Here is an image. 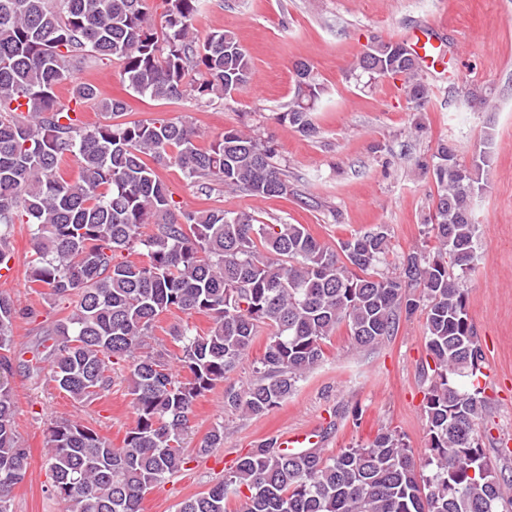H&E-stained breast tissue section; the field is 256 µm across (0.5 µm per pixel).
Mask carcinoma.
Returning <instances> with one entry per match:
<instances>
[{
	"mask_svg": "<svg viewBox=\"0 0 512 512\" xmlns=\"http://www.w3.org/2000/svg\"><path fill=\"white\" fill-rule=\"evenodd\" d=\"M163 4L157 28L149 0H0V270L10 269L14 225H28L30 282L71 307L32 350V368L48 369L56 388L85 406L111 393L122 361L136 415L118 448L87 422L54 420L44 448L63 512H142L148 490L224 447L220 422L188 449L190 416L262 330L269 333L256 378L224 391L232 414L262 416L287 400L325 360L338 327L369 348L418 309L434 362L423 404L428 454L415 457L393 431L329 457L267 440L178 512H227L230 493L244 497L243 512H500L512 505V480L498 475L479 443L484 391L462 384L483 363L462 279L477 261L471 200L483 190L485 154L466 165L452 147L439 146L435 246L405 256L398 277L377 271L390 249L383 225L333 249L302 224L186 209L158 168L179 167L202 192L222 185L260 198L288 194V175L248 129H226L202 147L187 121L84 122L90 105L109 116L127 111L124 100L101 98L91 83L74 84L66 100L57 95L74 71L104 59L117 62L128 89L154 100L208 106L250 85L252 58L232 32L195 33L201 0ZM349 70L400 74L409 102L430 98L419 61L399 40L371 42ZM294 73L296 92L279 119L314 135L312 112L324 89L307 63H296ZM18 101L27 111H16ZM71 160L75 181L64 172ZM123 252L139 259H118ZM173 311L204 313L211 326L203 334L176 328V352L145 351L160 317ZM26 313L33 311L0 292V512H11L31 461L15 428L10 383L13 329Z\"/></svg>",
	"mask_w": 512,
	"mask_h": 512,
	"instance_id": "carcinoma-1",
	"label": "carcinoma"
}]
</instances>
